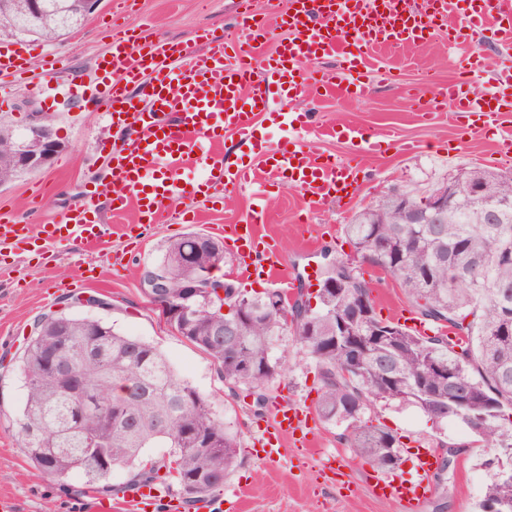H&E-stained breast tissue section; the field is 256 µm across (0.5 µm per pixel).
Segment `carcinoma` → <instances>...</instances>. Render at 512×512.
I'll list each match as a JSON object with an SVG mask.
<instances>
[{
	"label": "carcinoma",
	"mask_w": 512,
	"mask_h": 512,
	"mask_svg": "<svg viewBox=\"0 0 512 512\" xmlns=\"http://www.w3.org/2000/svg\"><path fill=\"white\" fill-rule=\"evenodd\" d=\"M26 4L0 0V13L12 15L11 28L0 30L1 37L53 41L81 21L80 0H39L36 11ZM15 139L13 128L0 120V185L20 173L12 156ZM472 182L485 186L481 204L466 194ZM442 186L455 194L443 224L406 223L399 191L360 208L344 225L361 262L382 270L395 264L391 275L433 325V335L375 314L354 322L353 339L336 335V310L370 298L358 266L339 259L321 270L316 309L306 314L297 334L315 364L319 418L345 426L353 454L380 471L394 470L391 458L402 443L364 419L377 402L411 405L436 424L462 422L487 442L491 462L502 449H512V425L498 417L512 416V239L500 236V226L512 227V175L471 167ZM484 205L499 206V223H479ZM214 250L224 251L223 243L198 232L162 246L154 263L167 271L166 300L175 310L169 324L213 358L224 383L252 395L259 411L265 386L285 370L270 353L280 323L272 309L278 292L249 296L226 282L222 297L215 288L188 294L197 267ZM425 264L433 265L429 280ZM474 268L480 269L477 282H454L455 272ZM462 329L467 335H457ZM68 342L87 356L78 368L63 372L57 360ZM18 365L26 388L19 433L28 460L42 473L62 480L77 470L87 486L108 489L112 460L131 471V483L175 484L190 504L223 487L237 464V433L214 416L209 396L177 377L157 347L100 317L61 311L41 320ZM118 377L135 383L139 394L131 400L112 395V379ZM98 400L112 403L111 412L86 419ZM158 444L166 454L144 463L145 449ZM506 500L512 512V480L496 477L486 487L481 512Z\"/></svg>",
	"instance_id": "carcinoma-1"
}]
</instances>
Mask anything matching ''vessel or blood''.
Here are the masks:
<instances>
[{"instance_id":"vessel-or-blood-1","label":"vessel or blood","mask_w":512,"mask_h":512,"mask_svg":"<svg viewBox=\"0 0 512 512\" xmlns=\"http://www.w3.org/2000/svg\"><path fill=\"white\" fill-rule=\"evenodd\" d=\"M290 35L282 40L261 72L252 61L269 39L265 20L249 11L238 12L236 38L208 42L197 55L164 43L136 49L130 36L112 40V52L97 67L99 91L86 94L81 85L71 91L90 112L106 111L113 126L133 130L130 146L112 157V181L118 184L109 202L112 210L136 206L142 222L155 223L164 201L180 200L194 207L225 187L251 183V168L224 164L221 141L225 132L239 135L252 146L253 121L270 114L284 128L282 140L268 153L272 170L289 181L310 202L330 196L354 194L361 171L348 162L325 155L304 131L312 125L305 112H271L277 100L298 97L304 87L305 68L312 62L337 57L338 69L324 72L323 87L360 97L365 93L357 74L367 68V51L377 45L401 46L439 31L449 44H470L491 32L504 44L512 42V0H476L463 7L462 0H427L424 11L410 9L407 0H290L287 11ZM485 57L472 51L463 77L450 81L437 93L434 108L452 105L456 112L474 113L485 122H496L512 112V66L502 69L492 91L474 88ZM146 89L147 101L138 105L126 93L128 84ZM265 220L264 196L256 194L247 223L225 226V233L242 240L240 263L247 275L266 280L279 274V254L267 249L256 254L252 244L257 226ZM105 229L94 201L72 206L54 224H19L0 218V247L20 250L37 241H77L90 246L101 242ZM314 419L310 410L282 401L274 407V423L255 434L252 444L263 460L277 454V440L292 439L295 447L310 448ZM416 475L408 481L375 475L377 496L398 503L400 512H421L432 493V473L438 458L430 449L415 451ZM128 512H182L183 505L166 488L134 485L126 489Z\"/></svg>"}]
</instances>
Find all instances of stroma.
<instances>
[{"mask_svg":"<svg viewBox=\"0 0 512 512\" xmlns=\"http://www.w3.org/2000/svg\"><path fill=\"white\" fill-rule=\"evenodd\" d=\"M236 2L101 0L86 22L55 41L0 42V51L24 46L32 63L23 76L0 77V99L6 103L0 119L21 134L31 113L53 112L58 135L65 143L41 171L22 174L0 186V214L27 224H48L85 201L92 191L107 227L103 247L56 245L52 261L37 250L0 251V498L15 501L17 512H93L101 504L110 506L112 512H125L121 489L130 479L128 468L113 469L112 491L91 492L83 488L81 473H72L61 483L35 470L21 446L17 418L26 389L14 357L29 337L34 320L63 307L79 316L105 318L120 332L152 343L179 378L210 396L213 413L237 431L242 442L238 464L220 493L229 498L242 491L243 512H399L393 501L372 492L374 469L343 444L342 426L317 423L316 447L307 456L297 453L286 437L280 440L279 459L265 461L250 454V437L257 428L270 425L272 404L288 399L312 407L317 402L315 365L292 332L274 341L273 353L286 359L288 370L267 384L268 407L258 415L251 397L230 392L213 359L168 326L141 291L139 269L157 257L163 242L191 231L223 238L225 225L246 223L251 209L249 190L225 188L221 195L198 203L193 219L135 227L133 213L116 215L107 206L108 158L126 144V134L118 132L102 113L81 111L76 98L58 95L49 108L29 91L31 83L41 78L39 61L49 52L64 62L60 83L94 87L97 60L110 54L113 34L127 27L135 28L140 43L163 41L192 52L201 50L205 38H232ZM466 53L463 47L449 48L446 33L439 32L426 43L374 52L366 100H351L312 81L303 95L286 102V109L313 113L312 137L321 151L364 170V180L349 199L325 201L314 208L293 185L273 177L266 153L276 144L279 131L269 121H258L251 150L240 147L235 133L225 132V162L253 166L270 180L261 230L265 242L277 247L286 279L244 276L237 247L229 240L224 243L223 273L233 275L251 294L289 288L315 293L316 272L326 260L353 257L354 248L343 226L359 208L397 191L439 184L461 167L512 173V157H505L501 148L503 138L512 137V115L476 133L452 112L417 111L411 99L415 93L430 95L433 86L458 77ZM367 128L392 134L398 145L416 144L417 150L405 154L397 145L378 154H364L350 133ZM116 253L125 256L123 267L117 269L112 266ZM361 273L370 284L380 317L401 322L415 316L412 301L391 276L366 265ZM91 295L105 296L108 309L84 306V298ZM367 416L393 431L405 447L457 446L459 453L447 471L433 475V493L422 512H480L479 503L493 478L485 464L489 449L484 442L459 422L436 425L408 405L380 403ZM330 460L340 465L350 481V496H341L331 473L324 471Z\"/></svg>","mask_w":512,"mask_h":512,"instance_id":"stroma-1","label":"stroma"}]
</instances>
